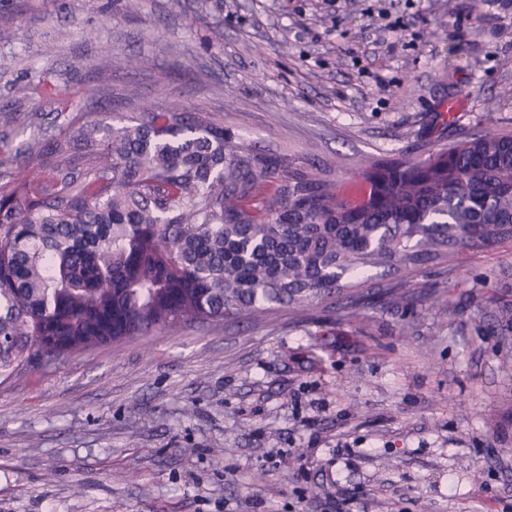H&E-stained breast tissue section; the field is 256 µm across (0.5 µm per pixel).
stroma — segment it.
<instances>
[{
	"mask_svg": "<svg viewBox=\"0 0 512 512\" xmlns=\"http://www.w3.org/2000/svg\"><path fill=\"white\" fill-rule=\"evenodd\" d=\"M139 4L0 0L17 31L0 43V110L58 111L49 84L79 108L174 98L342 181L368 157L512 131L507 0ZM134 54L144 69L125 68ZM415 280L454 315L420 297L352 321L282 306L0 383V512H512V242Z\"/></svg>",
	"mask_w": 512,
	"mask_h": 512,
	"instance_id": "obj_1",
	"label": "stroma"
}]
</instances>
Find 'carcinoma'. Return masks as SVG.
I'll return each mask as SVG.
<instances>
[{"instance_id":"carcinoma-1","label":"carcinoma","mask_w":512,"mask_h":512,"mask_svg":"<svg viewBox=\"0 0 512 512\" xmlns=\"http://www.w3.org/2000/svg\"><path fill=\"white\" fill-rule=\"evenodd\" d=\"M0 112V378L185 323L315 300L353 319L419 288L364 287L512 240V134L367 162L345 185L221 112L125 97L127 111Z\"/></svg>"}]
</instances>
